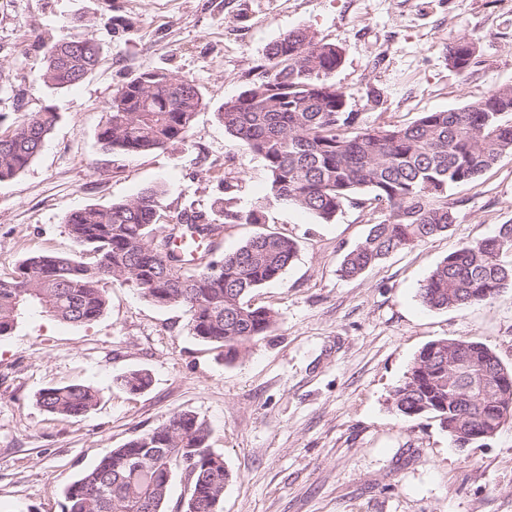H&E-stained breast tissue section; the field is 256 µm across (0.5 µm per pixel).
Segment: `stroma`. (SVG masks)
I'll use <instances>...</instances> for the list:
<instances>
[{
  "instance_id": "stroma-1",
  "label": "stroma",
  "mask_w": 512,
  "mask_h": 512,
  "mask_svg": "<svg viewBox=\"0 0 512 512\" xmlns=\"http://www.w3.org/2000/svg\"><path fill=\"white\" fill-rule=\"evenodd\" d=\"M335 44L332 81L365 118L397 124L460 108L512 85V13L497 0H0V130L51 107L58 120L34 162L0 182V278L26 255L79 247L64 220L89 205L162 186L168 218L187 207L214 213L231 177L240 209L269 192L261 160L224 130L225 101L261 77L268 47L294 29ZM92 35L101 61L80 85L36 77L45 47ZM478 40L462 76L446 60L450 37ZM193 80L205 105L184 142L148 154L104 150L97 133L113 91L147 69ZM379 104L367 100L369 90ZM447 234L393 253L354 279L345 252L378 214L349 207L331 222L272 208L268 230L298 253L251 302L280 314L237 361L196 339L179 307L104 282L109 306L95 322L25 317L0 338V512H63L64 491L103 455L176 412L211 428L231 478L220 512H512V419L483 445L461 450L429 416L405 418L392 392L427 343H484L512 368V289L470 309L426 307L420 288L462 244L512 221V155L448 193ZM145 370L131 394L118 377ZM93 386L89 413L63 419L36 402L46 387Z\"/></svg>"
}]
</instances>
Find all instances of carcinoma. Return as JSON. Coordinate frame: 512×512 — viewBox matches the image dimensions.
I'll return each instance as SVG.
<instances>
[{"label": "carcinoma", "instance_id": "carcinoma-1", "mask_svg": "<svg viewBox=\"0 0 512 512\" xmlns=\"http://www.w3.org/2000/svg\"><path fill=\"white\" fill-rule=\"evenodd\" d=\"M100 47L89 34L46 45L36 81L54 89L84 82L99 63ZM265 75L224 102L225 131L260 157L270 181L267 196L243 211L234 184L224 181L219 214L185 210L162 221L164 190L144 189L108 206L91 205L65 218L79 254H31L12 276L0 279V337L32 312L73 324L96 321L109 300L100 283L122 281L154 305L180 307L191 334L224 347L235 360L266 335L279 313L254 306L248 296L281 278L298 252L297 242L277 232L250 237L218 257L216 240L226 224H264L274 206L293 207L324 222L346 206L367 203L381 213L365 239L348 251L341 276L356 278L386 256L448 232L455 223L448 190L475 181L512 154V86L492 89L461 108L422 112L408 125L382 115L372 122L350 108L332 83L341 63L336 45L307 30L283 35L268 50ZM448 64L460 74L477 64V39L448 46ZM204 106L191 80L145 70L112 95L109 117L98 133L107 151L144 154L186 138ZM58 116L45 107L0 134V182L21 174L39 155ZM198 236L193 255L172 250L175 237ZM512 222L495 235L464 244L432 270L421 289L433 309L464 310L512 288ZM512 378L497 354L481 342L443 338L425 345L392 404L404 417L433 413L458 448L494 436L512 419ZM152 378L132 370L120 379L131 393ZM99 392L84 384L48 387L37 403L63 417L85 415ZM210 428L189 412L171 415L153 431L114 448L65 491L64 512H166L174 475L188 495L179 512H218L230 474L209 445Z\"/></svg>", "mask_w": 512, "mask_h": 512}]
</instances>
